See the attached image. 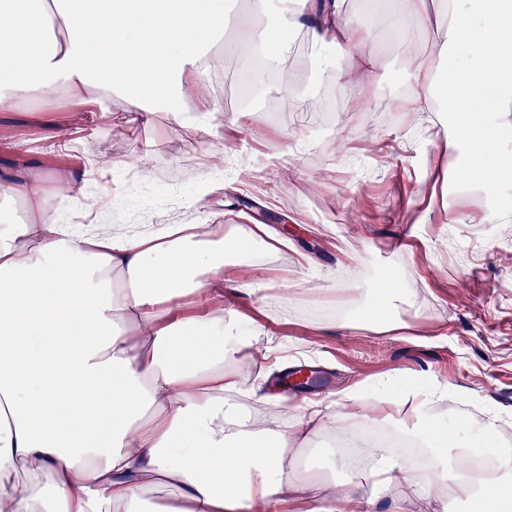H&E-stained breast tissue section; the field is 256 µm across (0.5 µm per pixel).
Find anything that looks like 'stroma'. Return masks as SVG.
Wrapping results in <instances>:
<instances>
[{"label":"stroma","instance_id":"stroma-1","mask_svg":"<svg viewBox=\"0 0 512 512\" xmlns=\"http://www.w3.org/2000/svg\"><path fill=\"white\" fill-rule=\"evenodd\" d=\"M444 22L438 13L414 24L402 45L369 37L356 55L372 68L345 81L335 68L316 70L310 46L296 42L282 64H268L248 103L237 82L255 59L230 37L212 47L226 60L222 92L187 82L178 112L127 111L120 90L91 88L77 101L60 84L0 112V169L43 176L48 203L74 224L84 217L70 202L89 189L101 202L94 224L131 236L166 224L265 226L271 246L223 273L207 296L214 314L260 331L230 369L242 388L288 398L263 405L264 427L288 426L293 401L347 393L370 419L374 390L392 379L436 393L440 418L512 428V175L490 173L508 204L486 213L483 189L459 188L448 171L440 103L389 108L406 99L411 62L433 50ZM282 67L303 97L293 111L270 114L259 101L286 94L274 78ZM210 102L224 111L214 137L201 119ZM217 142L224 151L211 154ZM186 169L190 178L179 179ZM83 170L89 182L76 180ZM386 279L399 287L384 311L394 329L376 332L364 323ZM269 343L283 346L287 365L263 360ZM301 364L320 370L328 392L283 385ZM336 437L332 426L308 436L285 470L323 476L327 494L343 495L353 475L332 463Z\"/></svg>","mask_w":512,"mask_h":512}]
</instances>
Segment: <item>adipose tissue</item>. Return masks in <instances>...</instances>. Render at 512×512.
Wrapping results in <instances>:
<instances>
[{
    "label": "adipose tissue",
    "mask_w": 512,
    "mask_h": 512,
    "mask_svg": "<svg viewBox=\"0 0 512 512\" xmlns=\"http://www.w3.org/2000/svg\"><path fill=\"white\" fill-rule=\"evenodd\" d=\"M445 7L434 57L462 53L470 67L440 79L434 58H422L407 82L414 102L439 97L459 115L448 149L464 155L475 182L483 161L464 145L512 124V0H446ZM249 13L251 23L237 33L244 54L268 40L254 20L272 18L332 53L341 78L378 24L347 0H250ZM223 28V0H0V112L60 80L78 90L93 75L130 90L129 111L151 104L178 111L180 62L218 65L210 49ZM59 29L64 39H54ZM145 85L153 91L148 102L137 93ZM0 195L38 212L37 221L0 226V512H101L105 500L144 512L142 494L154 486L181 488L185 512H281L293 499L306 501V512H377L378 497L394 485L425 506L449 490L476 494L479 512H512L511 458L463 471L491 426L435 420L427 395L416 396L406 422L383 397L372 399L375 423L422 448L427 468L379 449L366 474L373 493L356 484L339 498L284 470L299 434L329 424L347 434L356 414L305 400L288 429L259 427L242 402L265 403L268 395L242 389L224 370L252 345L240 323L180 317L164 306L187 289L204 294L225 255L257 241L250 228L228 233L213 224L203 236L196 225L168 224L115 238L61 223L45 207L42 179L0 173ZM17 472L24 481L10 483Z\"/></svg>",
    "instance_id": "1"
}]
</instances>
